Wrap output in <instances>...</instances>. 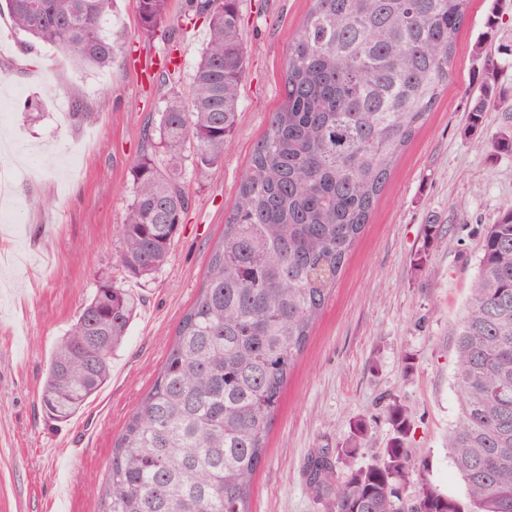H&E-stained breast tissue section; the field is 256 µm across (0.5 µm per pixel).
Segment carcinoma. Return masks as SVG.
Masks as SVG:
<instances>
[{"mask_svg":"<svg viewBox=\"0 0 512 512\" xmlns=\"http://www.w3.org/2000/svg\"><path fill=\"white\" fill-rule=\"evenodd\" d=\"M288 50L283 101L241 179L206 278L149 393L112 448L101 494L106 512H251L250 492L290 372L371 220L399 153L448 86L455 35L471 0H311ZM113 0H0L12 27L100 68L122 36L104 34ZM240 0H186L185 19L209 40L186 94L171 93L133 166V199L120 225V262L132 278L162 267L189 198L179 179L223 163L243 80ZM140 32L175 39L167 0H137ZM485 37L468 131L484 113L512 112L500 86L512 43ZM138 302L102 280L54 346L41 386L44 414L73 418L107 383L112 351ZM461 403L448 436L464 496L440 491L406 447L411 414L396 397L384 415L393 437L366 466L333 478L330 459L308 466L328 512H512V204L483 238L477 275L455 327ZM368 436L357 419L336 454L352 459Z\"/></svg>","mask_w":512,"mask_h":512,"instance_id":"carcinoma-1","label":"carcinoma"}]
</instances>
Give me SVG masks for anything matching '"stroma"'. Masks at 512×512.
I'll use <instances>...</instances> for the list:
<instances>
[{
	"label": "stroma",
	"mask_w": 512,
	"mask_h": 512,
	"mask_svg": "<svg viewBox=\"0 0 512 512\" xmlns=\"http://www.w3.org/2000/svg\"><path fill=\"white\" fill-rule=\"evenodd\" d=\"M310 5L241 0L244 78L224 162L203 176L183 165L190 205L170 257L137 279L120 263L117 233L133 165L167 96L188 90L207 25L183 24L171 44L148 41L136 0H116L111 18L124 45L112 67L81 64L49 44L25 47L19 33L0 52V90L18 96L0 141L19 145L0 154V165L23 173L9 200L25 218L0 228L15 249L14 257L0 255V512H101L112 445L150 391L202 284L224 217L282 100L288 46ZM492 5L472 0L448 87L401 153L292 369L252 483L251 512H327L307 486L311 457L341 447L361 419L369 439L354 460H335L334 473L372 462L392 436L383 414L388 395L412 414L407 446L428 463L431 482L463 493L448 448L459 410L454 327L485 230L512 203V155L487 144L512 130V113L486 112L478 132H466L482 64L475 43ZM172 49L182 59L175 74L148 75L151 59ZM59 100L79 104L81 117L55 111ZM432 224L439 233L431 240ZM423 250L429 261L420 269L415 256ZM102 279L132 289L136 315L106 385L70 421H51L38 401L46 362Z\"/></svg>",
	"instance_id": "obj_1"
}]
</instances>
